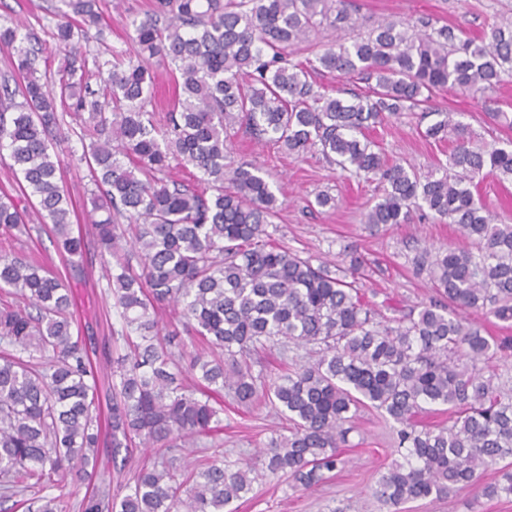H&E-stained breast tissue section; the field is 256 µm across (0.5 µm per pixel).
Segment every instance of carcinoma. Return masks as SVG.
I'll return each instance as SVG.
<instances>
[{
  "label": "carcinoma",
  "mask_w": 512,
  "mask_h": 512,
  "mask_svg": "<svg viewBox=\"0 0 512 512\" xmlns=\"http://www.w3.org/2000/svg\"><path fill=\"white\" fill-rule=\"evenodd\" d=\"M53 33L69 48L99 24L95 0H61ZM349 0H157L153 14L132 21L134 56L96 63L103 95L76 68L59 78L71 101L97 193L93 237L105 265L106 287L123 319L126 353L109 371L93 365L73 336V301L65 277L27 255H0V492L21 496L27 512H58L49 490L92 487L83 512H224L253 484L286 476L293 487L323 483L343 463L349 423L362 408L396 424L403 461L379 473L373 496L391 512L429 497L478 488L493 499L512 495V463L482 482V471L512 458V396L477 367L512 355V337L482 335L461 315L480 312L512 322V224H496L475 197L489 176L512 180V149L470 146L468 127L449 112L425 136L453 137L441 176H422L391 163L367 132L433 94L461 90L480 96L490 119L504 113L487 93L512 76V21L478 36L437 26L428 15L386 19L368 35L340 38L310 56L306 36L323 27L355 30ZM32 36L0 26V42L15 48L14 73L0 81V150L18 195H0V236L25 230L21 203L51 224L56 250L76 271L86 254L72 228L74 205L59 176L54 144L63 137L55 96L35 67ZM171 67L174 95L158 126L153 82L145 61ZM357 77L365 93L333 96L311 80L319 70ZM256 140L290 154L317 152L341 171L377 183L380 198L366 223L407 224L426 209L457 224L473 251L418 252L439 298L417 315L377 320L357 280L364 261L350 260L339 276L272 242L266 226L279 212L260 172L232 167L227 143L239 126ZM190 164L203 191L168 180ZM230 182L232 189L224 188ZM124 219L126 224L119 223ZM129 238L139 259L119 251ZM352 280H347V277ZM170 309L201 345L187 371L161 334L159 313ZM312 346L315 358L284 373L253 374L251 357L269 345ZM466 360L461 366L456 360ZM236 405L264 404L288 420L272 436L262 466L249 460L204 458L189 467L175 451L210 446L223 428V394ZM109 411L112 457L139 445L166 455L137 469L124 492H112L99 471L101 403ZM452 414L448 427H424L427 406Z\"/></svg>",
  "instance_id": "obj_1"
}]
</instances>
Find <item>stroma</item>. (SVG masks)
Returning a JSON list of instances; mask_svg holds the SVG:
<instances>
[{"label":"stroma","mask_w":512,"mask_h":512,"mask_svg":"<svg viewBox=\"0 0 512 512\" xmlns=\"http://www.w3.org/2000/svg\"><path fill=\"white\" fill-rule=\"evenodd\" d=\"M155 0H98L102 15L99 29L90 31L81 41L80 54L86 61L111 59L113 53L132 49L128 39L133 18H142L153 9ZM361 30L393 17L428 14L442 25L466 32H481L485 23L512 19V0H353ZM59 0H0V26H17L31 33L40 46L37 61L40 73L50 86H57L60 70L68 67L71 55L60 50L52 37L57 22ZM503 112L499 121H491L482 101L468 93H439L433 109L460 114L473 144L512 143V78L491 94ZM416 113L404 112L377 128L374 138L391 162L414 166L425 175L446 162L453 145L423 137ZM64 161L62 182L77 209L74 230L89 234L91 194L95 189L85 165L72 156L81 152L76 135L58 145ZM230 155L236 161L259 168L271 184L280 204L279 214L267 230L272 239L300 252L313 261L328 262L331 269L347 270L352 256L365 259L362 278L367 300L381 315L399 318L420 310L436 296L431 278L417 273L413 260L422 246L435 249L448 246L465 249L469 242L458 225L443 224L428 217L414 216L411 223L399 226H372L366 214L378 190L341 171L321 156L301 157L278 152L255 140L248 132L238 131L230 143ZM330 195L334 203L321 208L316 194ZM104 267L96 248H89L83 272L73 273L69 286L77 304V316L87 325L95 347H107L122 354L126 346L119 334L123 320L112 306L103 278ZM283 420L267 407L243 412L233 408L224 412V445L221 453L228 460L254 457L258 448L282 429ZM348 435L350 446L345 463L330 480L308 490L293 489L288 479H266L253 486L250 499L238 512H383L372 495L380 471L401 454L393 446V435L374 411L361 410ZM410 512H512V497L489 499L477 490L466 489L443 499L428 498L409 503Z\"/></svg>","instance_id":"1"}]
</instances>
